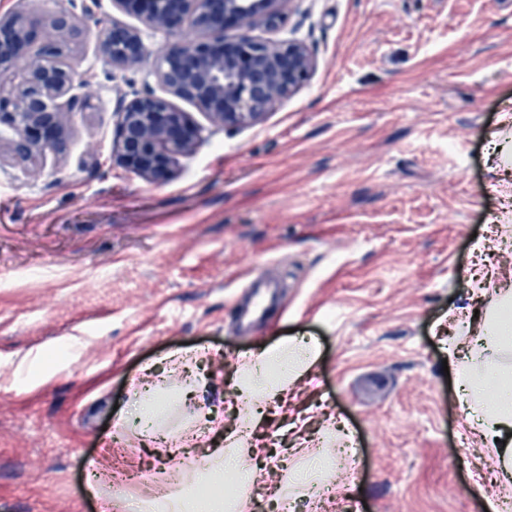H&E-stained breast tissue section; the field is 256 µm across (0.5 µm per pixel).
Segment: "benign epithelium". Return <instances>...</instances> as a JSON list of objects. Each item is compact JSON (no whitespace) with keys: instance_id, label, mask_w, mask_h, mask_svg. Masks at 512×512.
I'll list each match as a JSON object with an SVG mask.
<instances>
[{"instance_id":"obj_1","label":"benign epithelium","mask_w":512,"mask_h":512,"mask_svg":"<svg viewBox=\"0 0 512 512\" xmlns=\"http://www.w3.org/2000/svg\"><path fill=\"white\" fill-rule=\"evenodd\" d=\"M118 10L142 12L147 26L177 39L155 54L153 73L170 95L195 103L219 126L263 119L281 98L310 79L315 58L299 41L261 39L255 26L276 30L282 9L295 0H110ZM16 8L0 17V148L33 176L49 152L63 151L70 112L82 101L74 84L72 44L82 37L79 17L67 10L47 14ZM199 32L178 38L186 26ZM40 41L32 47L33 31ZM101 52L121 70H137L149 50L135 28L112 24L99 38ZM29 50L22 79L13 83L16 60ZM119 130L116 161L151 179L169 176L179 158L202 139L195 125L169 99L148 90L115 112Z\"/></svg>"}]
</instances>
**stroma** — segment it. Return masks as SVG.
Wrapping results in <instances>:
<instances>
[{"instance_id":"1","label":"stroma","mask_w":512,"mask_h":512,"mask_svg":"<svg viewBox=\"0 0 512 512\" xmlns=\"http://www.w3.org/2000/svg\"><path fill=\"white\" fill-rule=\"evenodd\" d=\"M81 12L74 50L90 80L67 150L41 177L0 160V512H142L160 485L191 494L215 477L216 439L154 444L134 424L188 433L199 414L238 426L239 361L289 338L319 357L287 394L262 399L252 512H486L500 477L443 361L474 307L468 284L512 283V0H295L274 33L317 65L255 124L205 128L174 175L149 180L112 159L115 87L163 94L152 62L122 71L97 48L117 20L153 51L170 43L109 0H36ZM271 270L283 308L235 324L246 271ZM198 350L199 378L173 352ZM352 434L358 475L313 474L303 497L271 460L303 465L323 419Z\"/></svg>"}]
</instances>
